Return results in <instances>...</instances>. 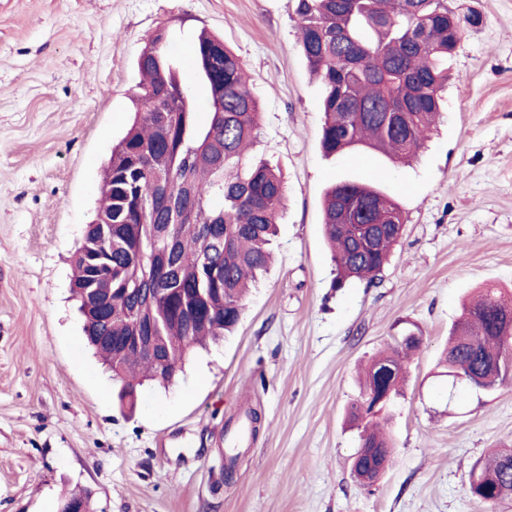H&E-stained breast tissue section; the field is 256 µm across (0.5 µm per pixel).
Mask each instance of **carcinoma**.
Listing matches in <instances>:
<instances>
[{
    "label": "carcinoma",
    "mask_w": 512,
    "mask_h": 512,
    "mask_svg": "<svg viewBox=\"0 0 512 512\" xmlns=\"http://www.w3.org/2000/svg\"><path fill=\"white\" fill-rule=\"evenodd\" d=\"M298 37L308 66L321 80L325 156L376 151L402 160L420 149L440 111L448 56L470 23L448 0H296ZM189 57L205 102L181 73ZM141 76L134 119L105 168L103 197L76 251L72 290L88 344L134 406L144 380L168 383L187 355L234 332L244 300L266 271L286 186L280 172L254 161L258 107L240 59L201 32L182 50L164 31L137 59ZM209 115L199 121L201 108ZM398 113L401 128L386 124ZM348 196L374 200L371 219L402 214L376 180H340L323 200V230L336 265V287L372 284L402 236L395 224L375 225L369 245L341 217ZM112 219L107 234L105 219ZM128 336H153L163 358L122 347ZM112 338L106 343L103 338ZM512 301L485 288L450 330L442 363L462 366L483 391L508 381ZM416 342L375 356L350 417L364 420L365 401L397 398ZM357 466L392 456L393 437L379 423L362 427ZM512 451L498 453L469 474L472 497L495 505L512 484Z\"/></svg>",
    "instance_id": "obj_1"
}]
</instances>
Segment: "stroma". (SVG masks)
<instances>
[{
    "mask_svg": "<svg viewBox=\"0 0 512 512\" xmlns=\"http://www.w3.org/2000/svg\"><path fill=\"white\" fill-rule=\"evenodd\" d=\"M449 3L482 23L448 61L423 148L393 162L324 156L294 0H0V512H59L75 490L94 512H512L467 489L512 448V383L460 400L438 365L467 295L512 292V0ZM160 29L180 43L208 31L239 57L262 112L251 152L281 169L286 200L236 331L130 409L84 337L72 261ZM372 177L402 236L373 285L337 289L323 195ZM410 333L394 456L367 488L348 410L360 370ZM245 404L256 432L231 451Z\"/></svg>",
    "mask_w": 512,
    "mask_h": 512,
    "instance_id": "stroma-1",
    "label": "stroma"
}]
</instances>
